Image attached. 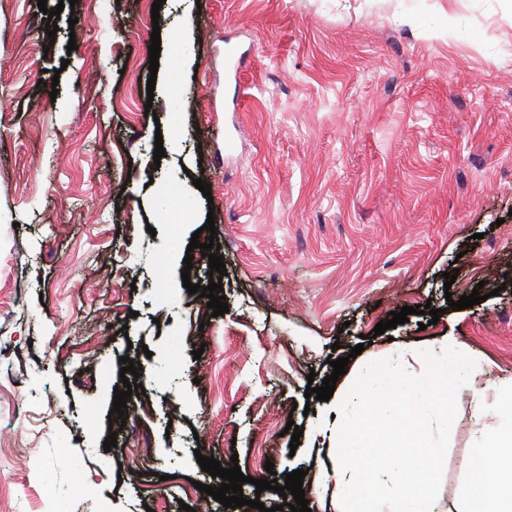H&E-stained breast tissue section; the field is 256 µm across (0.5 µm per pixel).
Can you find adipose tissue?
Segmentation results:
<instances>
[{
	"mask_svg": "<svg viewBox=\"0 0 512 512\" xmlns=\"http://www.w3.org/2000/svg\"><path fill=\"white\" fill-rule=\"evenodd\" d=\"M483 361L456 337L365 361L338 385L335 445L317 487L336 512H433L442 441L455 428L448 396L472 388ZM467 512H512V379L476 392Z\"/></svg>",
	"mask_w": 512,
	"mask_h": 512,
	"instance_id": "1",
	"label": "adipose tissue"
}]
</instances>
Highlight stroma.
<instances>
[{
  "label": "stroma",
  "mask_w": 512,
  "mask_h": 512,
  "mask_svg": "<svg viewBox=\"0 0 512 512\" xmlns=\"http://www.w3.org/2000/svg\"><path fill=\"white\" fill-rule=\"evenodd\" d=\"M153 2L77 0L51 38L38 0H0V512H183L222 483L201 454L282 504L254 482L325 459L333 425L306 386L365 336L386 356L450 333L484 358L480 383L512 377V0H165L156 22ZM210 217L217 317L183 286L209 284L184 251ZM426 303L438 322L375 335ZM124 356L145 391L123 422ZM472 406L452 398L439 512L473 462Z\"/></svg>",
  "instance_id": "1"
}]
</instances>
